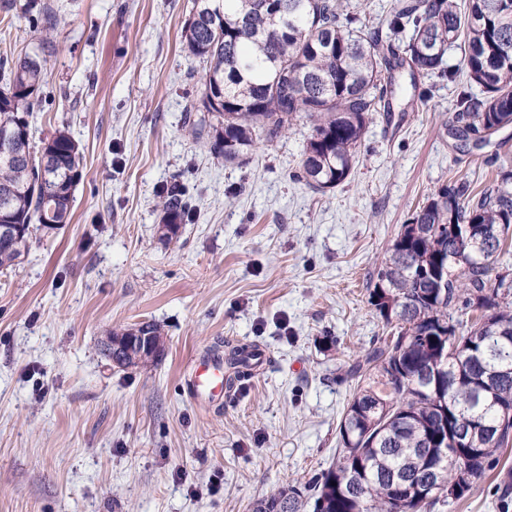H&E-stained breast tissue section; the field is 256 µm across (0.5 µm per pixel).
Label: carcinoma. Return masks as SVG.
<instances>
[{
  "instance_id": "1",
  "label": "carcinoma",
  "mask_w": 512,
  "mask_h": 512,
  "mask_svg": "<svg viewBox=\"0 0 512 512\" xmlns=\"http://www.w3.org/2000/svg\"><path fill=\"white\" fill-rule=\"evenodd\" d=\"M182 46L203 63L215 91L188 107L186 128L210 154L244 163L306 122L299 171L318 193L344 184L367 126L419 74L461 77L453 124L462 134L512 125V0H393L387 31L344 11L340 0H192ZM460 53L448 69L449 48ZM39 55L0 59V136L42 101ZM480 94L472 92L473 86ZM52 166L39 188L31 139H0V212L24 226L0 246V273L18 265L44 216L71 220L81 179L78 143L65 129L42 142ZM177 181L161 191V234L179 238L191 213ZM483 227L478 239L456 234ZM512 187L501 177L474 191L442 186L414 211L370 279L368 302L393 327L345 374L357 390L338 428L341 455L307 488L283 487L253 512H432L470 491L512 442V311L506 277L491 279L509 253Z\"/></svg>"
}]
</instances>
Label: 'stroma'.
<instances>
[{"label":"stroma","instance_id":"stroma-1","mask_svg":"<svg viewBox=\"0 0 512 512\" xmlns=\"http://www.w3.org/2000/svg\"><path fill=\"white\" fill-rule=\"evenodd\" d=\"M26 2L0 0V58L38 49ZM43 3L59 23L32 144L68 130L82 178L70 224L34 231L0 274V512H252L335 462L356 390L346 367L387 333L368 303L375 261L439 187L512 171V126L460 145L446 129L454 84L419 77L393 124L369 125L350 179L316 194L292 178L306 127L245 164L187 135L203 92L181 43L191 0ZM176 180L193 220L166 242L156 203ZM144 321L164 355L111 365L105 336ZM241 343L266 367L200 409L186 386L196 359ZM511 469L509 447L432 512H512L499 487Z\"/></svg>","mask_w":512,"mask_h":512}]
</instances>
